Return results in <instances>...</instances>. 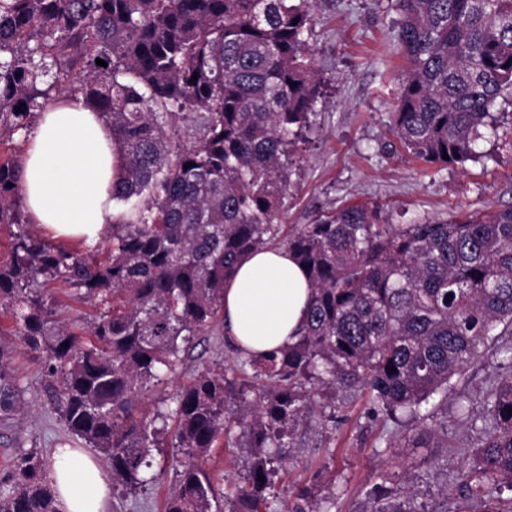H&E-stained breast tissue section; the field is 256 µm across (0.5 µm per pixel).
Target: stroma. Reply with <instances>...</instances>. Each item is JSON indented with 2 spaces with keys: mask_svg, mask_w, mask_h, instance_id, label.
<instances>
[{
  "mask_svg": "<svg viewBox=\"0 0 512 512\" xmlns=\"http://www.w3.org/2000/svg\"><path fill=\"white\" fill-rule=\"evenodd\" d=\"M309 43L322 80L315 105L314 133L300 145L301 159L290 177L279 214L282 225L307 224L321 211L348 204L377 207L383 219L406 224L417 218L452 220L477 210L512 207V104L499 108L501 136L481 143L485 157L466 167L424 162L405 151L390 130L403 65L396 52L401 15L396 0H317ZM236 353L221 324L198 336L174 374L154 388L141 411L154 416L172 408L178 391L198 371L233 364ZM14 373L23 389L24 408L0 425V473L20 454L50 458L69 436L42 397V363L18 354ZM414 427L368 415L363 399L353 398L335 421L319 413L303 418L284 448L273 497L265 512H282L293 483L311 486L317 497H331V512H362L368 490L387 473L406 475L420 489V502L434 504L463 456L477 443L474 429L458 431L455 448H397L391 439L415 436ZM155 479L142 491L111 490L106 512H163L175 487L178 449H154ZM329 469L330 482H314Z\"/></svg>",
  "mask_w": 512,
  "mask_h": 512,
  "instance_id": "obj_1",
  "label": "stroma"
}]
</instances>
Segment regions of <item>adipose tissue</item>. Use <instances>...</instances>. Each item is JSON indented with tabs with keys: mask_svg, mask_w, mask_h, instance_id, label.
<instances>
[{
	"mask_svg": "<svg viewBox=\"0 0 512 512\" xmlns=\"http://www.w3.org/2000/svg\"><path fill=\"white\" fill-rule=\"evenodd\" d=\"M118 158L112 129L82 98L65 97L40 112L21 159L20 187L32 223L56 240L95 245L118 215L112 200ZM311 299L304 269L281 247L243 257L224 285V329L251 352L293 343ZM59 512H103L107 477L77 448L50 463Z\"/></svg>",
	"mask_w": 512,
	"mask_h": 512,
	"instance_id": "adipose-tissue-1",
	"label": "adipose tissue"
}]
</instances>
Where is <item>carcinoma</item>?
Here are the masks:
<instances>
[{
    "instance_id": "cac0c4a2",
    "label": "carcinoma",
    "mask_w": 512,
    "mask_h": 512,
    "mask_svg": "<svg viewBox=\"0 0 512 512\" xmlns=\"http://www.w3.org/2000/svg\"><path fill=\"white\" fill-rule=\"evenodd\" d=\"M399 7L405 66L391 129L418 159L475 162L480 142L499 137L497 106L512 102V0ZM313 20L312 0H0V136L26 127L56 91L102 113L122 160L106 258L21 231L0 264V306L44 364L49 405L104 456L113 485L136 491L153 481V449H180L164 512H211L219 497L228 512H261L285 432L351 392L373 416L405 417L446 448L455 447L448 425L480 431L441 490V508L425 510L420 492L388 486L387 474L367 493L368 512H512V372L450 420L428 409L512 335V208L386 224L375 209L345 206L281 236L295 148L313 130L320 96ZM197 113L196 142L167 131L176 115ZM19 173L15 154L0 158V224L25 222ZM280 245L313 288L297 340L237 353L231 378L224 368L197 374L176 397L171 432L168 415L137 414L224 312L238 261ZM39 281L97 308L88 339L53 318ZM15 353L0 339L3 421L23 395ZM221 438L248 449L225 492L205 468ZM0 483V512H58L36 452L16 458ZM284 512L322 510L302 487Z\"/></svg>"
}]
</instances>
